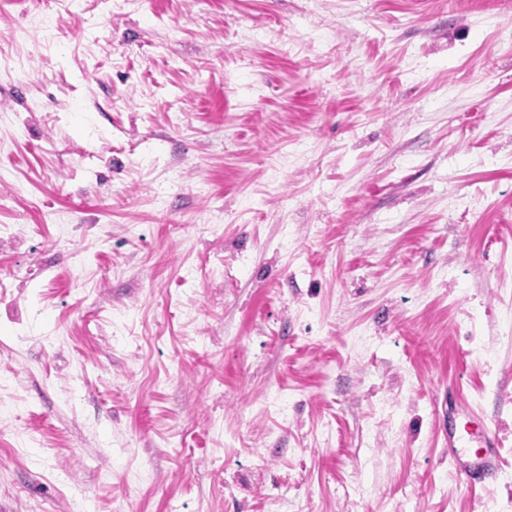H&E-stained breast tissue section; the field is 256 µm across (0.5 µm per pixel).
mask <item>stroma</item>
<instances>
[{
  "label": "stroma",
  "mask_w": 512,
  "mask_h": 512,
  "mask_svg": "<svg viewBox=\"0 0 512 512\" xmlns=\"http://www.w3.org/2000/svg\"><path fill=\"white\" fill-rule=\"evenodd\" d=\"M78 503L512 512V0H0V512ZM481 448L482 452L475 453L476 460L469 465L462 464L459 454L453 460L455 474L459 482L467 489L494 481L500 472V459L497 451L498 440L494 435H488Z\"/></svg>",
  "instance_id": "stroma-1"
}]
</instances>
